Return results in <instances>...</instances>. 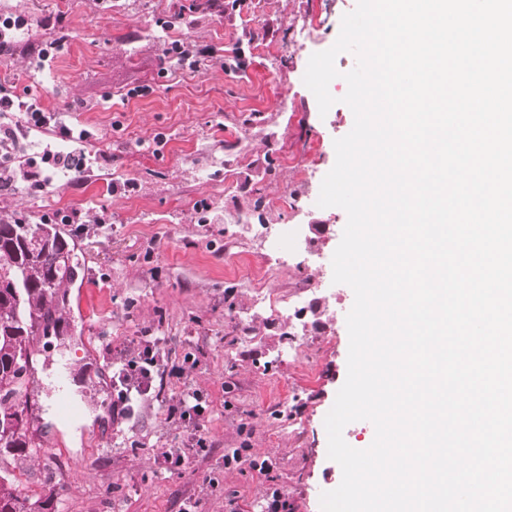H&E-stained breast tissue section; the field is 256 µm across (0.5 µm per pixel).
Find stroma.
<instances>
[{
	"instance_id": "stroma-1",
	"label": "stroma",
	"mask_w": 512,
	"mask_h": 512,
	"mask_svg": "<svg viewBox=\"0 0 512 512\" xmlns=\"http://www.w3.org/2000/svg\"><path fill=\"white\" fill-rule=\"evenodd\" d=\"M190 2L0 0V15L28 20L13 52L0 55V85L36 100L56 126L88 133L74 147L50 131L19 135L15 164L39 159L52 143L85 153L87 169L75 181L0 191V216L38 223L78 210L89 222L61 227L85 267L68 287L64 336L35 347L36 448L9 467L23 494L52 497L64 512H178L189 497L199 499L198 512H261L270 485L293 512H321L322 492L342 480L324 420L347 376L354 293L332 281L347 214L317 199L335 164L334 141L354 124L342 98L356 58L338 55L327 114L303 76L357 0H238L220 15L189 11ZM61 13L69 27L60 35L46 23ZM179 39L214 55L196 71L179 68L163 55ZM51 40L52 58L39 61ZM138 86L142 95L130 96ZM285 192L294 208L274 206ZM258 197L265 239L240 221ZM283 234L296 240L285 267L274 261ZM257 278L273 297L303 300L306 317L263 325L271 315L252 303ZM305 278L317 292L303 298ZM284 327L297 338L294 349L280 340ZM145 331L168 361L188 357L196 366L163 381L154 398L133 397L130 414H114L113 359ZM65 364L71 375L61 388ZM62 389L98 414L77 448L50 419ZM195 389L210 402L200 425L213 446L170 474L155 459L187 431L167 408ZM245 443L268 461V474L225 470V454ZM207 477L215 488L203 489Z\"/></svg>"
}]
</instances>
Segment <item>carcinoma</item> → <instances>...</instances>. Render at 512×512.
<instances>
[{
  "label": "carcinoma",
  "instance_id": "carcinoma-1",
  "mask_svg": "<svg viewBox=\"0 0 512 512\" xmlns=\"http://www.w3.org/2000/svg\"><path fill=\"white\" fill-rule=\"evenodd\" d=\"M78 267L57 225L0 221V512L46 510L47 502L21 495L4 462L32 450L30 345L63 333L66 288Z\"/></svg>",
  "mask_w": 512,
  "mask_h": 512
}]
</instances>
